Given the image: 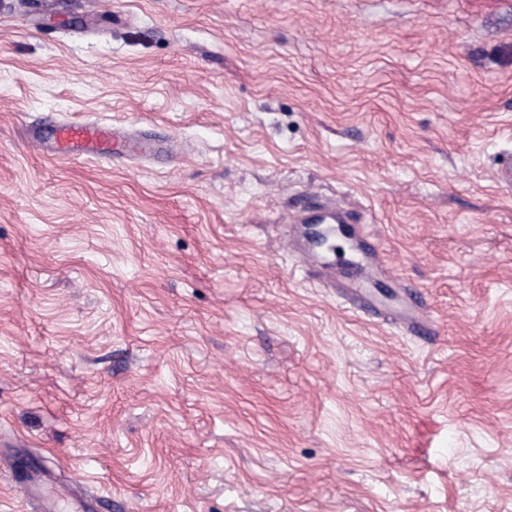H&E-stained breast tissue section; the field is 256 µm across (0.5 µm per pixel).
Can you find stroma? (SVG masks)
<instances>
[{"instance_id": "35a3bbf8", "label": "stroma", "mask_w": 512, "mask_h": 512, "mask_svg": "<svg viewBox=\"0 0 512 512\" xmlns=\"http://www.w3.org/2000/svg\"><path fill=\"white\" fill-rule=\"evenodd\" d=\"M511 158L512 0H0V512H512ZM50 139L60 153L87 159L112 156L115 131L99 122H59L49 126ZM341 300L349 308L361 311L378 318L383 314L392 325L411 335L420 336L425 334L432 324V320L425 314L422 307H410L404 311H389L382 313V310L372 304L368 298L362 294L363 289L360 285L354 284Z\"/></svg>"}]
</instances>
